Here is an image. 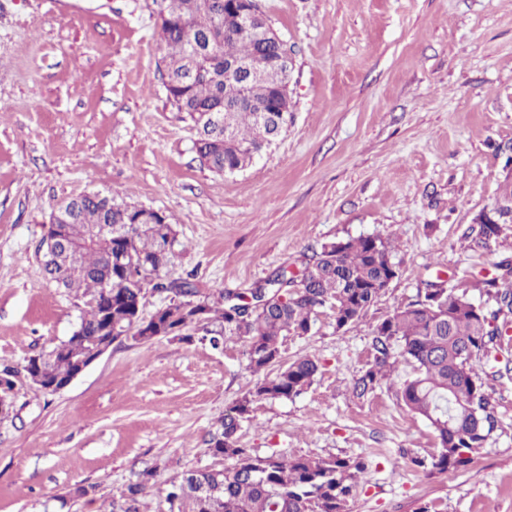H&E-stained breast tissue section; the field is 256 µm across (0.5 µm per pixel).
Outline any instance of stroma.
<instances>
[{
  "label": "stroma",
  "instance_id": "obj_1",
  "mask_svg": "<svg viewBox=\"0 0 512 512\" xmlns=\"http://www.w3.org/2000/svg\"><path fill=\"white\" fill-rule=\"evenodd\" d=\"M292 59L287 131L244 171L201 163L168 102L152 0H0V367L66 339L84 308L50 283L42 226L62 200L99 190L164 213L173 276L203 295L242 293L321 244L391 236L398 276L356 324L329 308L287 336L283 360L321 371L301 395L256 401L240 445L265 457L364 459L349 512H512V341L486 377L499 427L469 469H420L439 441L393 380L357 397L372 330L437 279L471 285L512 258L462 235L512 180V0H259ZM245 338L214 349L159 337L112 344L71 384L18 382L0 415V512H111L145 469L140 512L187 470L221 469L208 434L252 389ZM90 487L76 496V486Z\"/></svg>",
  "mask_w": 512,
  "mask_h": 512
}]
</instances>
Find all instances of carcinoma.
Returning a JSON list of instances; mask_svg holds the SVG:
<instances>
[{
	"label": "carcinoma",
	"instance_id": "cac0c4a2",
	"mask_svg": "<svg viewBox=\"0 0 512 512\" xmlns=\"http://www.w3.org/2000/svg\"><path fill=\"white\" fill-rule=\"evenodd\" d=\"M160 5L161 37L168 58L166 96L186 114L197 130L194 146L212 171H241L288 128V101L279 95L278 77L268 72L279 46L224 21L230 0H153ZM245 62L252 77L243 82L224 73V64ZM280 108L278 126L264 123L255 105ZM107 196L88 192L74 198L62 222L65 237L82 245L76 254H61L45 276L70 295L86 299L79 322L67 340L40 354L41 376L64 381L78 369L85 352L110 336L109 327L126 331L138 343L158 337L189 339V330H202L215 349L226 336L248 339L252 372L264 373L247 395L224 408L208 448L233 460L222 470H189L164 489L167 512H347L349 500L366 481L362 459H310L277 455L252 456L239 444V432L254 419L259 399H290L307 390L319 373L308 356L284 363L281 344L288 335L304 336L318 309H333L336 328L360 321L384 288L398 276L391 260L389 238L366 236L324 243L305 258L301 287L279 269L250 290L252 303L240 294L222 296L218 307L201 295L188 278L171 279L169 267L179 241L166 215L156 212L143 224L141 209L106 202ZM494 223H476L464 238L487 248L512 227V185L504 187ZM110 224L128 227L112 233V246L91 242L92 231ZM145 225L138 230L139 225ZM498 274L481 281L497 308L487 311L468 290L429 282L417 299L398 309L373 330V361L355 378L358 397L372 394L388 379L398 360L412 369L396 390L407 410L429 422L439 440L431 460L416 458L418 467L458 471L473 462L498 428V418L476 364L491 362L505 336L491 327L500 315L512 314V260L496 264ZM112 277V298L105 281ZM165 291L171 299L150 316L143 315L146 294ZM154 477L151 469L130 483L116 512H139L140 497Z\"/></svg>",
	"mask_w": 512,
	"mask_h": 512
}]
</instances>
